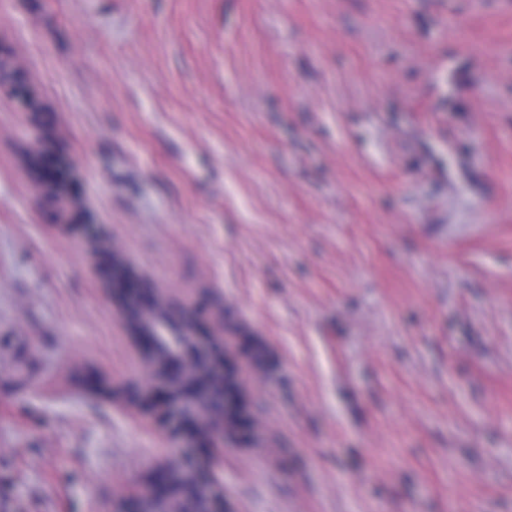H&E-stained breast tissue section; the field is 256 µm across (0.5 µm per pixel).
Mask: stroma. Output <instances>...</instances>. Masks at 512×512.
Listing matches in <instances>:
<instances>
[{
	"label": "stroma",
	"instance_id": "obj_1",
	"mask_svg": "<svg viewBox=\"0 0 512 512\" xmlns=\"http://www.w3.org/2000/svg\"><path fill=\"white\" fill-rule=\"evenodd\" d=\"M0 512H112L180 453L68 203L204 304L236 512H512V9L0 0ZM26 78L22 72L11 67L0 50V88L11 91L17 98L27 93ZM27 167L33 178L53 197L62 200L69 196L71 182L69 174L57 172L55 168L46 166L39 153H32L27 158Z\"/></svg>",
	"mask_w": 512,
	"mask_h": 512
}]
</instances>
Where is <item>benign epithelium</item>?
Instances as JSON below:
<instances>
[{"label":"benign epithelium","instance_id":"benign-epithelium-1","mask_svg":"<svg viewBox=\"0 0 512 512\" xmlns=\"http://www.w3.org/2000/svg\"><path fill=\"white\" fill-rule=\"evenodd\" d=\"M0 88L21 99L27 93L24 74L8 64L1 51ZM27 167L47 193L59 200L69 196V175L47 167L41 154H30ZM88 231L93 249L103 252V275L113 287L126 289L119 314L132 342L143 348L157 383L149 406L159 423L182 438L186 447L177 460L133 493V510L116 503L112 512H235L216 477L205 473L199 460L233 432L246 414L234 356L224 347L220 333L202 336L194 311L177 305L139 277L112 248L101 227L90 224Z\"/></svg>","mask_w":512,"mask_h":512}]
</instances>
